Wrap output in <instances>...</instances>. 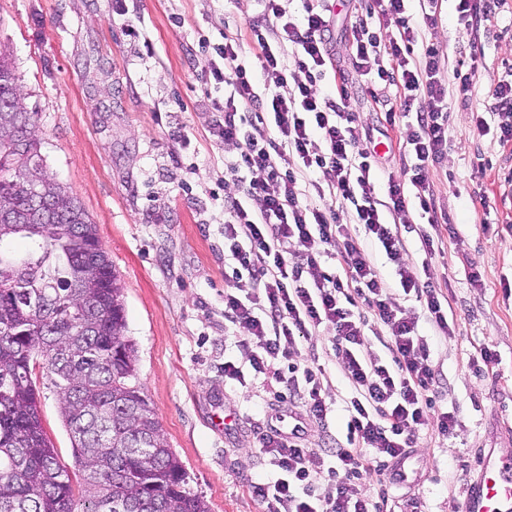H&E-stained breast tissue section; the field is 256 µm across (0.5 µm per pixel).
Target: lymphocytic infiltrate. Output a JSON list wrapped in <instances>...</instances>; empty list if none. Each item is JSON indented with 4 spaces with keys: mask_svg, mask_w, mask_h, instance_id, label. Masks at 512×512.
Here are the masks:
<instances>
[{
    "mask_svg": "<svg viewBox=\"0 0 512 512\" xmlns=\"http://www.w3.org/2000/svg\"><path fill=\"white\" fill-rule=\"evenodd\" d=\"M426 2L416 13L411 0H373L377 25L358 18L348 27L356 72L398 91L387 123L408 121L407 162L396 171L381 170L374 147H358L346 88L324 89L339 70L324 0H302L298 13L288 0H258L246 34L225 31L204 70L219 92L211 134L237 149L224 159V180L234 186L224 195V327L245 329L236 345L246 361H225L224 377L241 383L250 372L281 384V398L325 423L331 405L313 341L323 328L350 386L335 447H304L300 424L258 436L276 469L252 486L264 512H387L388 487L405 481L420 432L448 437L461 426L437 404L440 374L418 327L423 320L452 336L448 297L428 267L406 261L401 231L413 210L437 226L429 170L448 151L449 86L440 75L447 57L425 38L441 13L438 0ZM347 216L363 240L349 235ZM377 252L393 279L380 273ZM329 259L336 271L326 270ZM400 293L420 304L422 320L407 317ZM375 340L384 348L378 356L369 351ZM371 473L384 485L355 495L354 484Z\"/></svg>",
    "mask_w": 512,
    "mask_h": 512,
    "instance_id": "1",
    "label": "lymphocytic infiltrate"
}]
</instances>
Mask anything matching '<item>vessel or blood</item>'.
<instances>
[{"label":"vessel or blood","mask_w":512,"mask_h":512,"mask_svg":"<svg viewBox=\"0 0 512 512\" xmlns=\"http://www.w3.org/2000/svg\"><path fill=\"white\" fill-rule=\"evenodd\" d=\"M463 512H512V459L483 454L465 490Z\"/></svg>","instance_id":"obj_1"}]
</instances>
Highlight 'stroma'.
<instances>
[{
    "label": "stroma",
    "instance_id": "stroma-1",
    "mask_svg": "<svg viewBox=\"0 0 512 512\" xmlns=\"http://www.w3.org/2000/svg\"><path fill=\"white\" fill-rule=\"evenodd\" d=\"M372 0H335L336 57L351 92L356 133L388 131L380 145L402 166L405 128L388 130L384 100L395 86L365 90L349 61L345 25L366 17ZM0 0V44L9 47L18 85L37 112L40 154L56 181L81 202L121 275L127 334L136 344L137 381L189 486L212 512H263L253 482L275 468L256 445L272 414L288 417L261 380L225 381L224 361L240 359L224 332V159L234 146L213 138L216 118L201 72V42L220 43L224 28L245 29L256 0ZM140 36H127V22ZM427 40L450 61L477 56L468 103L449 93L448 154L431 171L437 210L452 231L430 273L452 307L456 331L433 337L440 396L461 428L445 438L421 432L406 466L414 483L389 488L392 512H463L464 489L480 453L512 456V145L479 135L474 112L494 107L496 83L512 74V0L473 34L460 30L449 0ZM479 274L472 286L470 274ZM487 345L499 356L483 375L469 358ZM333 403L327 427L310 425L308 447H335L349 392L340 366L326 362ZM43 426L60 462L73 466L57 396L37 378Z\"/></svg>",
    "mask_w": 512,
    "mask_h": 512
}]
</instances>
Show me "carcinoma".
<instances>
[{"label":"carcinoma","instance_id":"1","mask_svg":"<svg viewBox=\"0 0 512 512\" xmlns=\"http://www.w3.org/2000/svg\"><path fill=\"white\" fill-rule=\"evenodd\" d=\"M36 113L0 50V512H212L136 383L122 287L81 203L38 160ZM46 191L30 209L20 178ZM30 241L26 255L9 248ZM56 388L74 485L46 437L31 372Z\"/></svg>","mask_w":512,"mask_h":512}]
</instances>
